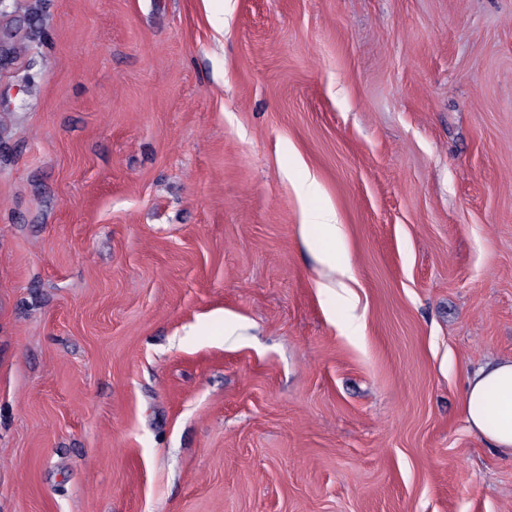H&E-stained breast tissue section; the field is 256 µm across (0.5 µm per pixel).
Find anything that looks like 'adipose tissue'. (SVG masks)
Listing matches in <instances>:
<instances>
[{
  "label": "adipose tissue",
  "instance_id": "ef3b65f1",
  "mask_svg": "<svg viewBox=\"0 0 512 512\" xmlns=\"http://www.w3.org/2000/svg\"><path fill=\"white\" fill-rule=\"evenodd\" d=\"M301 234L322 267L348 277V267L336 260L342 230L333 209L304 210ZM461 406L471 431L492 447L512 453V358L469 372Z\"/></svg>",
  "mask_w": 512,
  "mask_h": 512
}]
</instances>
